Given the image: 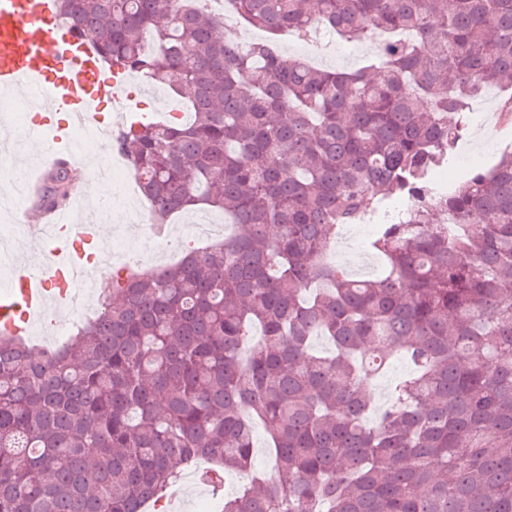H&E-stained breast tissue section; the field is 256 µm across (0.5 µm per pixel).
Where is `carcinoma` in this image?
Returning <instances> with one entry per match:
<instances>
[{
    "instance_id": "carcinoma-1",
    "label": "carcinoma",
    "mask_w": 512,
    "mask_h": 512,
    "mask_svg": "<svg viewBox=\"0 0 512 512\" xmlns=\"http://www.w3.org/2000/svg\"><path fill=\"white\" fill-rule=\"evenodd\" d=\"M229 4L273 36L372 43L377 62L241 51L204 0H57L99 57L191 105L188 124L114 136L154 223L207 205L236 233L107 284L60 346L0 336V512H163L183 466L207 462L214 487L247 472L258 423L276 476L221 512H512V151L431 181L472 99L512 88V0ZM79 180L50 170L42 205ZM395 196L408 208L371 242L382 276L324 261ZM395 359L410 371L379 409L370 381Z\"/></svg>"
}]
</instances>
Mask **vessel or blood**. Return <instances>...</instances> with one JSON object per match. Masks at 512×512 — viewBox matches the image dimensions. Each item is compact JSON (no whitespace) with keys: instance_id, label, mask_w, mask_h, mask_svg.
Wrapping results in <instances>:
<instances>
[{"instance_id":"vessel-or-blood-1","label":"vessel or blood","mask_w":512,"mask_h":512,"mask_svg":"<svg viewBox=\"0 0 512 512\" xmlns=\"http://www.w3.org/2000/svg\"><path fill=\"white\" fill-rule=\"evenodd\" d=\"M125 83L120 71L100 65L88 42L58 25L55 0H0V93L61 112V119H44L29 134L50 159L76 162L75 127L102 134L103 101H112L121 118L136 113ZM30 232L38 241L52 233L54 243L43 265H18L0 286V330L11 334L65 301L68 290L86 286L99 249L98 225L72 223L65 205L44 213Z\"/></svg>"}]
</instances>
